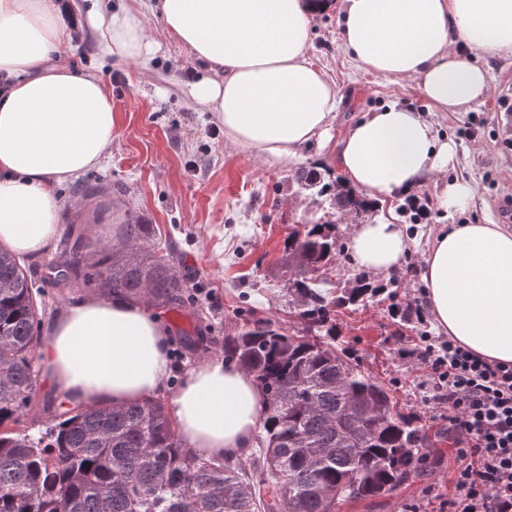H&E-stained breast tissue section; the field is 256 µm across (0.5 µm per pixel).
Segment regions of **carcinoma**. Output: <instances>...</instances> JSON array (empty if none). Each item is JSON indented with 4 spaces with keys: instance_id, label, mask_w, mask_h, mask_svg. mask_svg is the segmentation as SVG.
<instances>
[{
    "instance_id": "1",
    "label": "carcinoma",
    "mask_w": 512,
    "mask_h": 512,
    "mask_svg": "<svg viewBox=\"0 0 512 512\" xmlns=\"http://www.w3.org/2000/svg\"><path fill=\"white\" fill-rule=\"evenodd\" d=\"M294 180L336 213L375 209L320 168H302ZM122 237L114 246L69 225L44 281L158 306L188 292L153 225L131 220ZM340 252L336 224L294 229L282 261L305 327L287 332L257 320L224 339V353L267 397L262 448L245 465L192 455L159 399L58 410L38 436L18 430L55 399L38 398L41 302L27 271L0 246V512H279L281 501L288 512H337L392 491L425 458L429 441L397 409L391 389L334 344L335 312L385 291L363 274L331 288Z\"/></svg>"
}]
</instances>
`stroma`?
<instances>
[{"mask_svg": "<svg viewBox=\"0 0 512 512\" xmlns=\"http://www.w3.org/2000/svg\"><path fill=\"white\" fill-rule=\"evenodd\" d=\"M118 9L147 17L148 36L159 51L147 61L104 58L92 33L72 40L65 64L101 79L115 121L112 148L100 165L58 188L59 225L79 219L86 232L112 242L129 216L155 225L157 245L190 285L181 302L160 310L172 339L170 381L176 384L198 364L223 358L225 337L248 322L268 320L287 330L300 329L289 309L288 274L279 260L293 227L321 217L324 210L309 191L292 183V171L268 168L254 151L225 143L222 124L201 111L188 93L205 67L169 36L155 0H101L102 14ZM473 58L489 73L488 95L462 111L437 112L412 83L357 69L342 47L335 11L324 13L312 28L308 59L336 85L343 104L333 143L305 148L304 166L338 170L335 143L348 126L397 101L422 111L439 136L456 144L458 161L444 179L473 185L474 204L467 218L502 223L500 203L512 197V149L504 145L498 101L503 95L512 97V54L477 52ZM443 222L438 214L433 223L408 225L412 245L403 265L374 278L378 284H393L392 296L339 310L334 321L337 348L389 384L401 411L417 418L431 436L446 427L424 411L426 376L415 344L419 328L435 337L440 330L431 319L423 325L405 323L398 312L407 298L419 296L420 273ZM58 249L51 244L46 253L24 262L34 272L33 286L44 291L45 322L71 303L100 295L95 288L43 284L39 270ZM452 463L449 443H438L428 463L392 495L347 504L341 512H444Z\"/></svg>", "mask_w": 512, "mask_h": 512, "instance_id": "1", "label": "stroma"}]
</instances>
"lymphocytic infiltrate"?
Instances as JSON below:
<instances>
[{"label": "lymphocytic infiltrate", "instance_id": "obj_1", "mask_svg": "<svg viewBox=\"0 0 512 512\" xmlns=\"http://www.w3.org/2000/svg\"><path fill=\"white\" fill-rule=\"evenodd\" d=\"M417 354L455 440L449 512H512V365L427 335Z\"/></svg>", "mask_w": 512, "mask_h": 512}]
</instances>
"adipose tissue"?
<instances>
[{"instance_id":"1","label":"adipose tissue","mask_w":512,"mask_h":512,"mask_svg":"<svg viewBox=\"0 0 512 512\" xmlns=\"http://www.w3.org/2000/svg\"><path fill=\"white\" fill-rule=\"evenodd\" d=\"M169 35L209 68L190 86L225 142L295 167L312 142L327 143L342 97L307 58L321 0H158ZM85 21L102 56L145 61L157 52L143 15L126 9ZM342 45L362 71L413 82L435 109L458 112L489 91L471 51L512 52V0H340ZM70 48L53 0H0V243L20 256L43 252L57 233L56 188L97 167L112 145V102L95 75L58 59ZM457 148L414 108L391 102L366 113L340 142L348 181L382 204L353 225L351 264L374 275L409 247L391 207L408 187L441 180ZM442 182V180H441ZM474 188L442 182L434 207L466 211ZM437 327L457 345L512 364V230L452 224L436 236L420 275ZM41 362L65 406L123 404L165 396L182 444L202 458L252 447L266 395L240 367L215 360L169 387L170 338L159 314L122 296L69 305L45 324Z\"/></svg>"}]
</instances>
